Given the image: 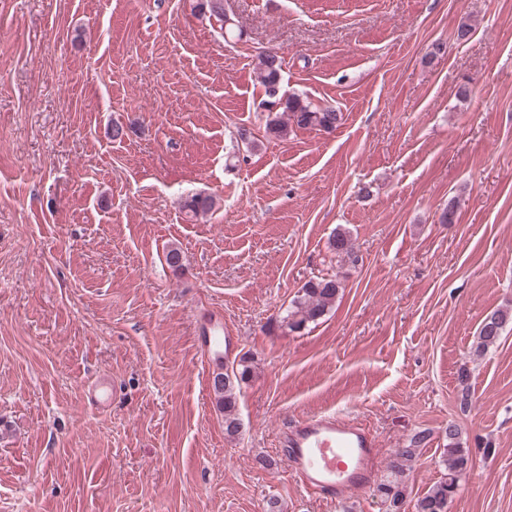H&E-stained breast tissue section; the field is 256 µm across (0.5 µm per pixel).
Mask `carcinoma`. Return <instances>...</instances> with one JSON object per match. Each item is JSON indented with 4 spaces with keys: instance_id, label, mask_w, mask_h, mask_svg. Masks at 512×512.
Instances as JSON below:
<instances>
[{
    "instance_id": "cac0c4a2",
    "label": "carcinoma",
    "mask_w": 512,
    "mask_h": 512,
    "mask_svg": "<svg viewBox=\"0 0 512 512\" xmlns=\"http://www.w3.org/2000/svg\"><path fill=\"white\" fill-rule=\"evenodd\" d=\"M200 11L220 23L226 22L224 14V0H200ZM282 63L275 61L274 57L265 53L260 56L257 66V78L264 88L265 96L271 97L274 90L281 85ZM273 98V97H271ZM278 107L287 112L288 121L278 119L267 121V133L283 138L288 135L290 126L297 128L327 129L335 127L342 121V114L330 106L313 107L304 104L297 97L273 98ZM213 200L208 196L193 195L184 203V208L194 215L206 213L212 209ZM329 249L340 259H347L353 263L358 262V256L348 232L337 230L329 240ZM341 282L338 276L331 274L316 275L306 281L299 289L298 294L291 301L290 306L281 317V325L290 331L304 328L309 323L321 319L336 302ZM512 322V309L500 308L490 312L481 322L473 354L483 355L491 347L497 345L504 328ZM251 371L250 360L243 356L238 367L232 373L219 372L214 375L211 388L215 396L217 407L224 413V432L235 436L239 432V418L237 417L236 387L248 379ZM448 448H446L445 464L448 468V477L431 487L428 492L417 500L416 512H448V500L455 494L458 478L466 470L469 462L468 449L462 447L460 430L452 422L448 423ZM425 436L417 435L414 447L402 448L391 462L390 468L397 479L382 483L378 491L392 505H397L404 498V490L400 476L404 474L406 463L416 454V447L423 442Z\"/></svg>"
}]
</instances>
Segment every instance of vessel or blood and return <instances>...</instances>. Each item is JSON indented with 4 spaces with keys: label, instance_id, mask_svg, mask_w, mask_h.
I'll use <instances>...</instances> for the list:
<instances>
[{
    "label": "vessel or blood",
    "instance_id": "b4317fda",
    "mask_svg": "<svg viewBox=\"0 0 512 512\" xmlns=\"http://www.w3.org/2000/svg\"><path fill=\"white\" fill-rule=\"evenodd\" d=\"M200 332L207 358L213 365H222L229 343L222 314L204 318ZM114 394L107 373L96 375L83 389L85 405L99 412L111 408ZM278 442L287 450V466L295 481L317 498L333 503L373 483L379 443L375 434L355 419L331 412L306 415L284 426Z\"/></svg>",
    "mask_w": 512,
    "mask_h": 512
}]
</instances>
